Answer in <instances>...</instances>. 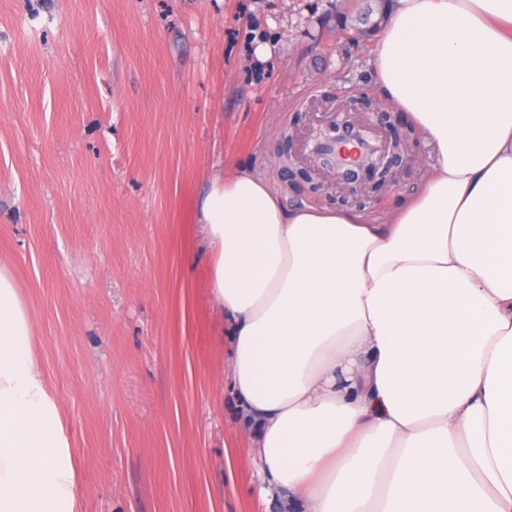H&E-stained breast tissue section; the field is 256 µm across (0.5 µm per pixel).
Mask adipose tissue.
<instances>
[{
    "label": "adipose tissue",
    "instance_id": "adipose-tissue-1",
    "mask_svg": "<svg viewBox=\"0 0 512 512\" xmlns=\"http://www.w3.org/2000/svg\"><path fill=\"white\" fill-rule=\"evenodd\" d=\"M370 64L416 197L287 208L240 166L199 202L253 459L283 512H512V0H396ZM77 469L0 264V512H78Z\"/></svg>",
    "mask_w": 512,
    "mask_h": 512
}]
</instances>
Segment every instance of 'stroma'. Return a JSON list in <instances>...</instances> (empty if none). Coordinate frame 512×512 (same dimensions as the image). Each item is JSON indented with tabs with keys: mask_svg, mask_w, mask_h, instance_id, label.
<instances>
[{
	"mask_svg": "<svg viewBox=\"0 0 512 512\" xmlns=\"http://www.w3.org/2000/svg\"><path fill=\"white\" fill-rule=\"evenodd\" d=\"M357 0H0V264L79 463V512H279L252 463L197 205L216 165L380 218L430 150L378 98ZM374 97L376 111H348ZM401 137L370 199L306 142ZM390 113L383 121L382 113Z\"/></svg>",
	"mask_w": 512,
	"mask_h": 512,
	"instance_id": "35a3bbf8",
	"label": "stroma"
}]
</instances>
